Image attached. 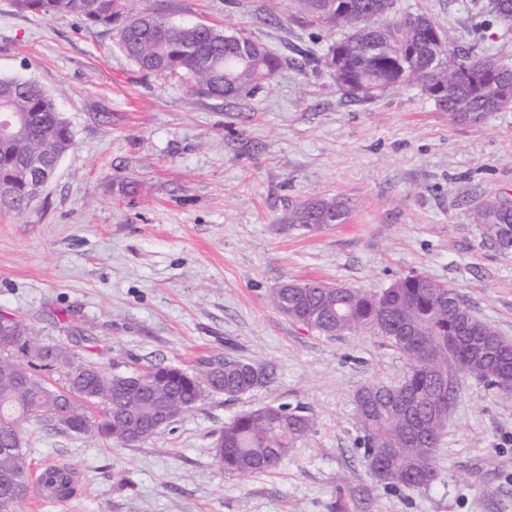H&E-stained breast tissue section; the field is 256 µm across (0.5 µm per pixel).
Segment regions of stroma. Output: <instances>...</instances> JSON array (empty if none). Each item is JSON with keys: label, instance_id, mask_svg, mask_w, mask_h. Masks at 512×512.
Returning a JSON list of instances; mask_svg holds the SVG:
<instances>
[{"label": "stroma", "instance_id": "35a3bbf8", "mask_svg": "<svg viewBox=\"0 0 512 512\" xmlns=\"http://www.w3.org/2000/svg\"><path fill=\"white\" fill-rule=\"evenodd\" d=\"M464 2L398 0L497 51L500 23L474 31ZM139 6L243 31L285 63L271 91L214 99L142 76L115 33L80 15L20 14L0 0V76L38 82L75 135L31 208L0 213V313L114 373L233 355L269 379L234 400L210 396L130 446L26 429L29 462L69 467L79 493L15 512H512V395L462 377L438 483L383 488L366 467L354 394L402 380L405 357L373 332L329 338L269 303L288 279L378 291L423 274L512 339V252L469 219L476 203L512 197V112H440L415 90L349 101L327 68L297 64L339 36L302 18L297 0ZM128 181L136 194L123 192ZM335 196L350 203L346 223L283 224L289 205ZM266 404L312 415L314 431L274 470L224 469L225 422Z\"/></svg>", "mask_w": 512, "mask_h": 512}]
</instances>
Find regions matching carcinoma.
<instances>
[{"label": "carcinoma", "instance_id": "obj_1", "mask_svg": "<svg viewBox=\"0 0 512 512\" xmlns=\"http://www.w3.org/2000/svg\"><path fill=\"white\" fill-rule=\"evenodd\" d=\"M133 0H11L18 13L62 18L71 13L88 25L114 31L118 44L138 70L164 73L186 80L198 93L215 99H239L268 89L283 59L240 32L249 47L243 54L219 26L176 24L152 11L133 12ZM301 12L340 31L331 45L344 50L352 82L339 84L343 95L359 102L374 101L394 89H417L441 112H456L465 102L468 112L512 111V62L499 55L497 89H476L453 80L473 63L487 58L460 44L441 30L431 15L414 27L410 12L397 9L396 0H354L356 14L340 15L331 0H298ZM467 10L481 17L490 12L512 21V0H470ZM387 49L385 53L374 51ZM443 89L440 98L429 95ZM15 114L12 130L0 134V211L23 213L35 201L27 167L36 159L51 171L72 149L74 133L52 95L36 83L0 77V114ZM346 201L312 198L288 209V227L317 233L331 217L343 224ZM470 221L484 239L502 252L512 249V203L487 199L475 206ZM271 305L293 321L328 337L347 336L369 329L387 338L407 360L402 381L387 385L371 381L354 395L356 427L362 433L364 458L372 477L391 487L429 488L439 478L435 465L448 403L456 402L460 387L448 393L440 380L448 368L512 391V341L479 318L457 293L421 274L404 277L380 292L332 283L288 280L274 289ZM0 336H35L31 328L0 314ZM44 354L21 342L0 349V512L13 508L26 495L29 465L22 448V423L50 422L57 429L78 434L84 425L96 426L102 437L124 446L145 440L139 424L157 418L174 406L188 413L223 384L229 399L246 394L267 381L258 364L236 357L204 362L194 371L152 366L126 373H107L78 363L63 344L43 346ZM55 352L67 367L63 386L47 382L40 371L55 365ZM313 419L264 405L224 424L219 439L224 447L215 458L224 468L242 475L270 471L313 431ZM44 491L66 498L74 493L67 469H53L43 477Z\"/></svg>", "mask_w": 512, "mask_h": 512}]
</instances>
